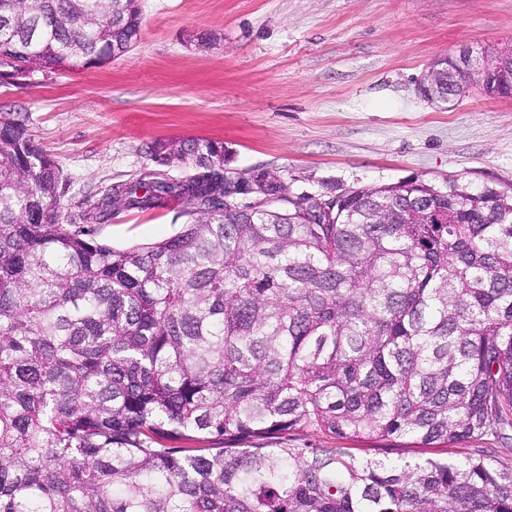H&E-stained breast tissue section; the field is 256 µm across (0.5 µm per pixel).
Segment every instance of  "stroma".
Returning <instances> with one entry per match:
<instances>
[{
  "mask_svg": "<svg viewBox=\"0 0 512 512\" xmlns=\"http://www.w3.org/2000/svg\"><path fill=\"white\" fill-rule=\"evenodd\" d=\"M142 35L97 68L0 79V120L59 163L63 215L151 167L159 139L223 143L228 166L293 192L419 178L512 191V99L451 103L419 85L460 48L512 45V0H139ZM177 209L97 225L123 248L176 234Z\"/></svg>",
  "mask_w": 512,
  "mask_h": 512,
  "instance_id": "35a3bbf8",
  "label": "stroma"
}]
</instances>
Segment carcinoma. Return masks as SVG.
Instances as JSON below:
<instances>
[{
  "label": "carcinoma",
  "mask_w": 512,
  "mask_h": 512,
  "mask_svg": "<svg viewBox=\"0 0 512 512\" xmlns=\"http://www.w3.org/2000/svg\"><path fill=\"white\" fill-rule=\"evenodd\" d=\"M141 38L138 0H0V78L92 68ZM61 222L58 163L0 121V512H512V468L299 447L512 433V195L450 178L351 188L331 213L224 144ZM190 165L180 179L169 168ZM178 200L175 235L93 225Z\"/></svg>",
  "instance_id": "carcinoma-1"
}]
</instances>
